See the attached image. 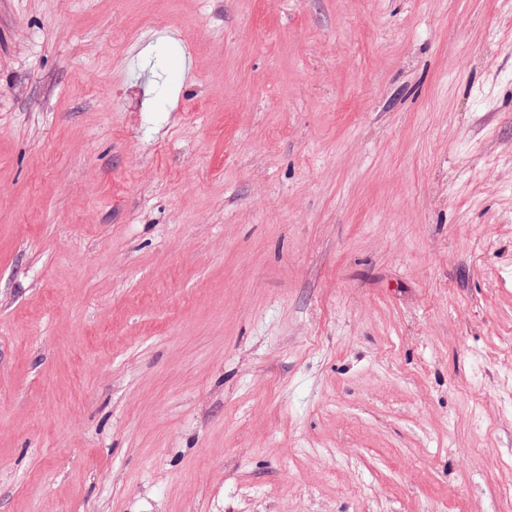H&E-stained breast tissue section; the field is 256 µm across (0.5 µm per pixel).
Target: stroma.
Wrapping results in <instances>:
<instances>
[{"label":"stroma","instance_id":"1","mask_svg":"<svg viewBox=\"0 0 512 512\" xmlns=\"http://www.w3.org/2000/svg\"><path fill=\"white\" fill-rule=\"evenodd\" d=\"M0 512H512V0H0Z\"/></svg>","mask_w":512,"mask_h":512}]
</instances>
